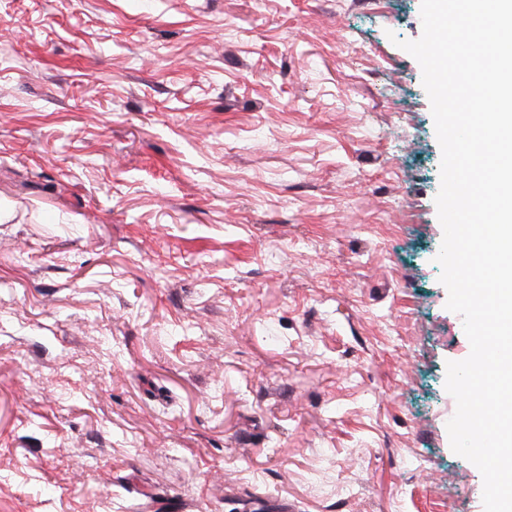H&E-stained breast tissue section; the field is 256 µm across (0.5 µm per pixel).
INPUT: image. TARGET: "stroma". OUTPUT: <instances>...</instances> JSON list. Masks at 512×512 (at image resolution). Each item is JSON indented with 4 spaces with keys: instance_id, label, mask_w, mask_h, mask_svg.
I'll list each match as a JSON object with an SVG mask.
<instances>
[{
    "instance_id": "1",
    "label": "stroma",
    "mask_w": 512,
    "mask_h": 512,
    "mask_svg": "<svg viewBox=\"0 0 512 512\" xmlns=\"http://www.w3.org/2000/svg\"><path fill=\"white\" fill-rule=\"evenodd\" d=\"M420 6L0 0V512H484Z\"/></svg>"
}]
</instances>
